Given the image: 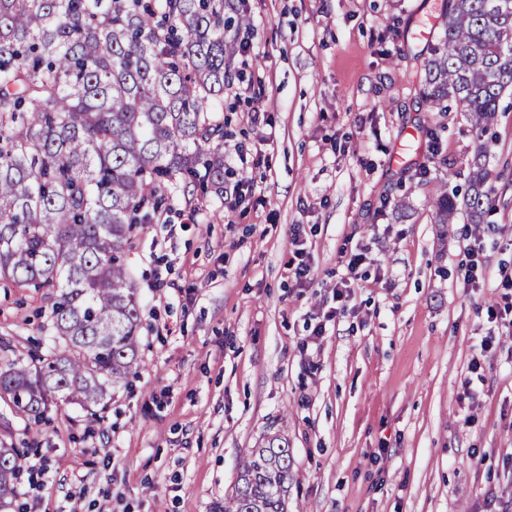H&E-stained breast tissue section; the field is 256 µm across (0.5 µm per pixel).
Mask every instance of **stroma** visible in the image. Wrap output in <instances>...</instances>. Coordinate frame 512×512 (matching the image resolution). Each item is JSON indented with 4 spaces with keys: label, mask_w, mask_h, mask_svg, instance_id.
<instances>
[{
    "label": "stroma",
    "mask_w": 512,
    "mask_h": 512,
    "mask_svg": "<svg viewBox=\"0 0 512 512\" xmlns=\"http://www.w3.org/2000/svg\"><path fill=\"white\" fill-rule=\"evenodd\" d=\"M442 5L247 0L227 36L224 185L253 190L235 207L172 190L136 237L141 363L103 412L54 404L33 428L0 400V447L34 449L46 470L20 472V512H218L272 436L292 453L289 512H512V333L486 320L512 273V94L488 146L493 208L436 223L476 144L467 113L420 93ZM471 239L486 263L467 294ZM345 250L366 257L357 277ZM47 308L0 288V337L28 347ZM317 313L331 316L319 337ZM491 332L480 380L470 364Z\"/></svg>",
    "instance_id": "35a3bbf8"
}]
</instances>
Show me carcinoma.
I'll return each mask as SVG.
<instances>
[{"label": "carcinoma", "instance_id": "1", "mask_svg": "<svg viewBox=\"0 0 512 512\" xmlns=\"http://www.w3.org/2000/svg\"><path fill=\"white\" fill-rule=\"evenodd\" d=\"M226 0H0V281L51 295L50 333L0 363V394L28 424L61 400L106 409L139 366L126 252L178 182L224 191ZM437 112L480 132L464 193L433 207L474 224L485 136L512 91V0H444L422 63ZM18 448H0V512H14ZM292 456L249 451L221 512H288Z\"/></svg>", "mask_w": 512, "mask_h": 512}]
</instances>
